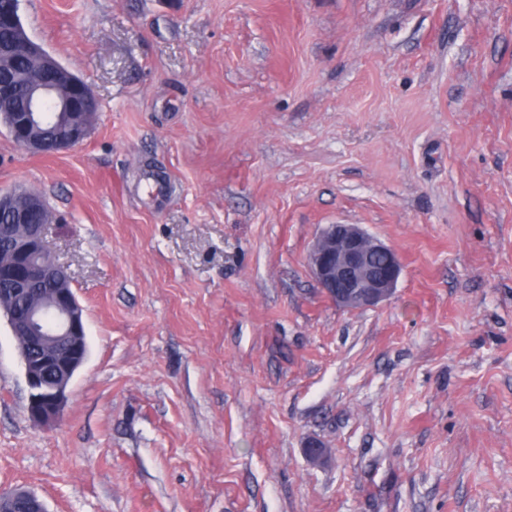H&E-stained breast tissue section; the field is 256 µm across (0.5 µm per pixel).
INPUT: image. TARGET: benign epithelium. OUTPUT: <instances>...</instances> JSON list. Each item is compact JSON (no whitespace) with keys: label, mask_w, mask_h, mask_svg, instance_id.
Returning a JSON list of instances; mask_svg holds the SVG:
<instances>
[{"label":"benign epithelium","mask_w":512,"mask_h":512,"mask_svg":"<svg viewBox=\"0 0 512 512\" xmlns=\"http://www.w3.org/2000/svg\"><path fill=\"white\" fill-rule=\"evenodd\" d=\"M19 30L16 50L38 59V77L29 90V105L20 114L10 116L8 129L16 144L35 154L45 153L44 143L30 128L38 115L52 105L57 112H68L72 122L56 152L62 153L84 142L90 132L88 113L97 111L96 99L87 85L70 73L57 58L27 34L19 14V2L11 0L8 12L0 11V24ZM26 201L25 209H14L17 199ZM44 209L43 198L24 189L0 193V211H9L14 220L26 223L29 214ZM45 227L29 226L26 238L18 241L17 254L23 259L16 271L17 289L43 288L66 275L54 256L48 253ZM375 254L387 255L382 266L373 263ZM308 265L322 290L336 304L346 308H367L391 295L401 274L397 253L356 224H330L318 236L309 254ZM52 330L37 326L42 303L30 306L25 316L15 313L8 323L13 335L25 336L28 345H18L29 386L27 413L30 419L47 425L62 417L68 396L67 380L84 364L87 342L84 309L75 295L51 289Z\"/></svg>","instance_id":"1"}]
</instances>
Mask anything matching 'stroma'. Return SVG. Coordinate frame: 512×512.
I'll return each instance as SVG.
<instances>
[{
	"mask_svg": "<svg viewBox=\"0 0 512 512\" xmlns=\"http://www.w3.org/2000/svg\"><path fill=\"white\" fill-rule=\"evenodd\" d=\"M99 102L43 156L90 352L60 421L0 315V491L48 512H512V0H20ZM402 259L343 308L307 258ZM321 440L327 458L306 456ZM374 254L387 255V262L377 256L376 266ZM308 265L320 288L346 308L372 307L390 296L402 270L397 253L357 224H329L314 242Z\"/></svg>",
	"mask_w": 512,
	"mask_h": 512,
	"instance_id": "obj_1",
	"label": "stroma"
}]
</instances>
